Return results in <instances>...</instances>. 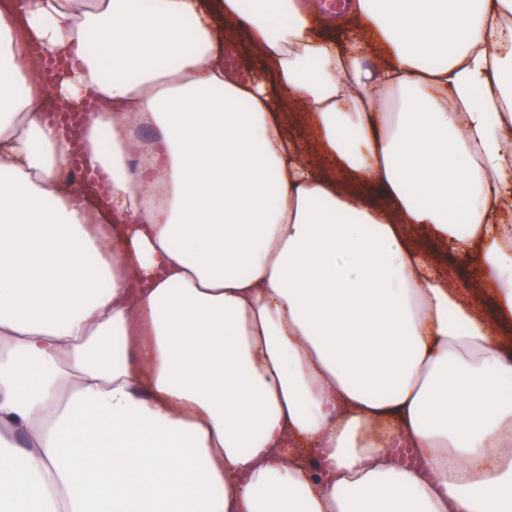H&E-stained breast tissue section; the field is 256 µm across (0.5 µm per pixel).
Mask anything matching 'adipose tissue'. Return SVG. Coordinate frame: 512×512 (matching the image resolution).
<instances>
[{
    "instance_id": "ef3b65f1",
    "label": "adipose tissue",
    "mask_w": 512,
    "mask_h": 512,
    "mask_svg": "<svg viewBox=\"0 0 512 512\" xmlns=\"http://www.w3.org/2000/svg\"><path fill=\"white\" fill-rule=\"evenodd\" d=\"M316 10L0 0V512H512V0Z\"/></svg>"
}]
</instances>
